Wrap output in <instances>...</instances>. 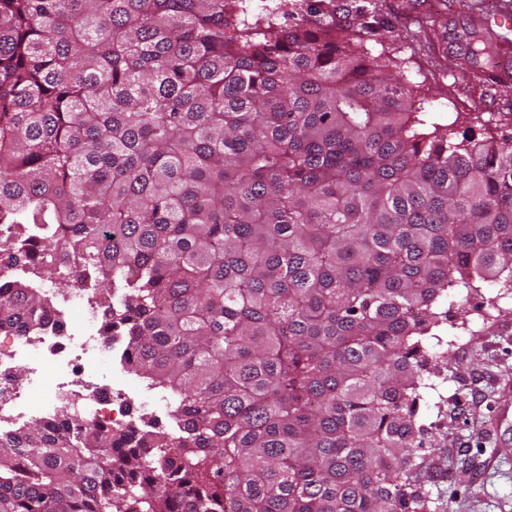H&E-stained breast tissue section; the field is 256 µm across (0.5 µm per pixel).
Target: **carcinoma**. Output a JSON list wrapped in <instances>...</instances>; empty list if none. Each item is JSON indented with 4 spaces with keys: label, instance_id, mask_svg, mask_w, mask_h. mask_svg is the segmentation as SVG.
<instances>
[{
    "label": "carcinoma",
    "instance_id": "obj_1",
    "mask_svg": "<svg viewBox=\"0 0 512 512\" xmlns=\"http://www.w3.org/2000/svg\"><path fill=\"white\" fill-rule=\"evenodd\" d=\"M368 34L330 0H0V224L94 278L169 419L17 426L0 512H430L426 337L512 280V142L414 111ZM48 305L17 281L0 325Z\"/></svg>",
    "mask_w": 512,
    "mask_h": 512
}]
</instances>
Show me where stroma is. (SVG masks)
<instances>
[{
    "label": "stroma",
    "mask_w": 512,
    "mask_h": 512,
    "mask_svg": "<svg viewBox=\"0 0 512 512\" xmlns=\"http://www.w3.org/2000/svg\"><path fill=\"white\" fill-rule=\"evenodd\" d=\"M375 26L364 46L396 60L425 111L479 140L512 136V0H334ZM481 48L471 57L470 47ZM465 323L432 339L423 411L434 512H512V290H459Z\"/></svg>",
    "instance_id": "35a3bbf8"
}]
</instances>
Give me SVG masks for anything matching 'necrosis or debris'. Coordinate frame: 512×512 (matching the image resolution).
I'll use <instances>...</instances> for the list:
<instances>
[{
    "mask_svg": "<svg viewBox=\"0 0 512 512\" xmlns=\"http://www.w3.org/2000/svg\"><path fill=\"white\" fill-rule=\"evenodd\" d=\"M33 286L52 297L43 329L27 336L0 329V435L27 415L59 427L77 413L91 427L131 425L138 397L124 376L100 370L102 362L122 357L126 345L102 335L104 312L91 282L63 292L41 279Z\"/></svg>",
    "mask_w": 512,
    "mask_h": 512,
    "instance_id": "obj_1",
    "label": "necrosis or debris"
}]
</instances>
